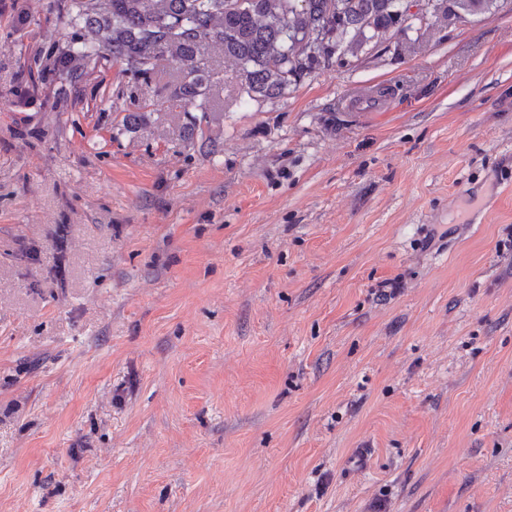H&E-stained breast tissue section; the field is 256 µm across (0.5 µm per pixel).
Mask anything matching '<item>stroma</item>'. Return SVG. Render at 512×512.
Here are the masks:
<instances>
[{
	"label": "stroma",
	"mask_w": 512,
	"mask_h": 512,
	"mask_svg": "<svg viewBox=\"0 0 512 512\" xmlns=\"http://www.w3.org/2000/svg\"><path fill=\"white\" fill-rule=\"evenodd\" d=\"M408 2L278 97L207 48L190 145L173 66L19 97L72 28L0 12V512H512V0ZM448 11H454V16L461 18L467 15L494 14L497 9V0H452Z\"/></svg>",
	"instance_id": "obj_1"
}]
</instances>
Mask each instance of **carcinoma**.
Here are the masks:
<instances>
[{
	"instance_id": "carcinoma-1",
	"label": "carcinoma",
	"mask_w": 512,
	"mask_h": 512,
	"mask_svg": "<svg viewBox=\"0 0 512 512\" xmlns=\"http://www.w3.org/2000/svg\"><path fill=\"white\" fill-rule=\"evenodd\" d=\"M76 31L64 48L35 53L32 84L58 76L82 92L102 62H121L149 81L162 63L182 79L167 98L173 107L203 108L209 85L203 49L224 51L250 97H276L331 59L354 56L374 37L402 25L403 0H61ZM457 17L489 14L497 0H451ZM321 29L320 59L295 54L296 35Z\"/></svg>"
}]
</instances>
